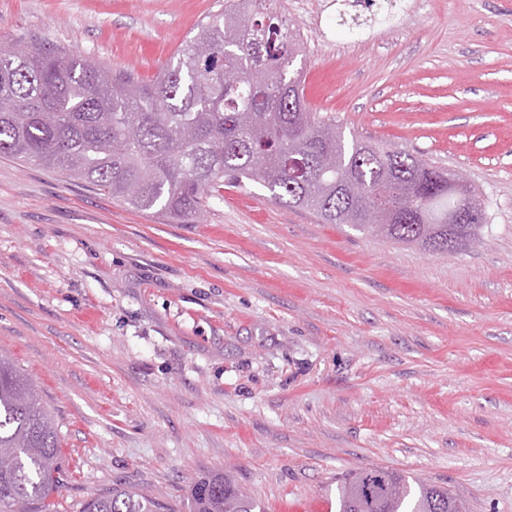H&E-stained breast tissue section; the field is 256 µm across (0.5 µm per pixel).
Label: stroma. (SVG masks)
Instances as JSON below:
<instances>
[{
	"label": "stroma",
	"instance_id": "obj_1",
	"mask_svg": "<svg viewBox=\"0 0 512 512\" xmlns=\"http://www.w3.org/2000/svg\"><path fill=\"white\" fill-rule=\"evenodd\" d=\"M311 111L462 175L476 242L432 255L255 183L189 224L0 157V353L59 425L58 512L113 483L189 512L225 472L334 512L386 466L512 512V0H284ZM217 0H0V45L150 80Z\"/></svg>",
	"mask_w": 512,
	"mask_h": 512
}]
</instances>
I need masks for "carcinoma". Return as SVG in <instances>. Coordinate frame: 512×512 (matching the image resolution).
<instances>
[{
	"instance_id": "1",
	"label": "carcinoma",
	"mask_w": 512,
	"mask_h": 512,
	"mask_svg": "<svg viewBox=\"0 0 512 512\" xmlns=\"http://www.w3.org/2000/svg\"><path fill=\"white\" fill-rule=\"evenodd\" d=\"M224 5L149 81L59 48L0 47V155L84 181L129 208L186 223L224 182L258 183L272 200L325 224L427 249L473 240L481 224H448V173L388 145L348 144L336 121L303 103L299 35L282 0ZM388 178L401 201L391 224H367L355 195ZM58 424L22 369L0 354V512H52L60 488ZM131 485L82 512H161ZM190 512H264L224 473L191 484ZM336 512H467L448 489L376 466L336 485Z\"/></svg>"
}]
</instances>
